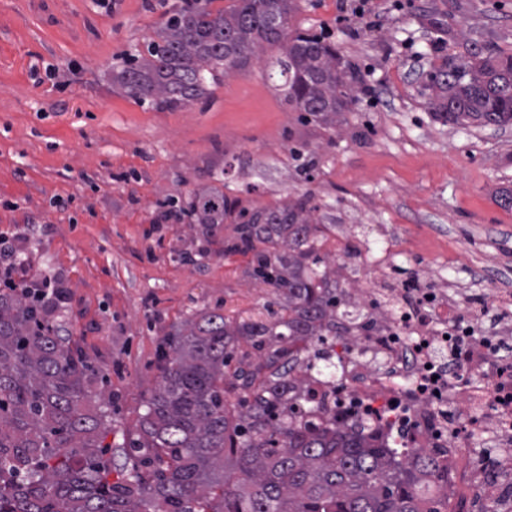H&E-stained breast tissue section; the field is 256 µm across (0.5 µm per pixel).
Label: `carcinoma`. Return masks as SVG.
<instances>
[{"mask_svg": "<svg viewBox=\"0 0 512 512\" xmlns=\"http://www.w3.org/2000/svg\"><path fill=\"white\" fill-rule=\"evenodd\" d=\"M213 2L177 0L146 52L116 58L121 93L181 108L268 46L281 53L268 77L292 111L325 129L345 121L360 70L325 37L291 27L296 0ZM435 88L439 120L512 126V54L450 60ZM315 210L307 195L253 207L216 186L180 209L191 224L234 225L224 251L250 256L249 276L273 298L244 316L193 310L169 333L157 385L118 445L130 469L116 482L101 444L112 400L94 390L90 359L59 335L55 306L35 289L1 292L0 512H448L438 453L390 446L362 425L318 427L280 401L305 393L290 379L297 342L336 331L345 305Z\"/></svg>", "mask_w": 512, "mask_h": 512, "instance_id": "1", "label": "carcinoma"}]
</instances>
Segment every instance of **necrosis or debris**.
Here are the masks:
<instances>
[{
    "mask_svg": "<svg viewBox=\"0 0 512 512\" xmlns=\"http://www.w3.org/2000/svg\"><path fill=\"white\" fill-rule=\"evenodd\" d=\"M344 249L370 270L362 298L369 324L300 342L301 356L321 357L339 370L334 383L302 374L318 407L317 422L334 419L347 429L365 423L407 446L437 450L448 465L449 494L481 486L486 507L494 510L512 494V457L479 462L469 448L478 438L494 448L512 447V402L495 372V349L512 341V326L483 331L472 303L427 287L422 277L389 287L360 239L350 238ZM459 338L470 343V356L453 367L449 360ZM418 343L423 352L415 351ZM435 372L442 378L434 384Z\"/></svg>",
    "mask_w": 512,
    "mask_h": 512,
    "instance_id": "1",
    "label": "necrosis or debris"
}]
</instances>
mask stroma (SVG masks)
I'll list each match as a JSON object with an SVG mask.
<instances>
[{"mask_svg": "<svg viewBox=\"0 0 512 512\" xmlns=\"http://www.w3.org/2000/svg\"><path fill=\"white\" fill-rule=\"evenodd\" d=\"M174 0H0V236L33 278L55 277V312L105 379L122 442L158 382L157 351L194 308L248 311L272 297L228 255V224L173 212L223 181L255 206L311 196L336 238L391 253V281L433 269L438 287L512 293V127L443 123L433 82L448 59L512 54V0H297L294 28L335 44L367 93L345 123L299 120L254 56L208 98L155 110L112 86L116 57L143 48ZM314 158L310 174L299 157Z\"/></svg>", "mask_w": 512, "mask_h": 512, "instance_id": "35a3bbf8", "label": "stroma"}]
</instances>
